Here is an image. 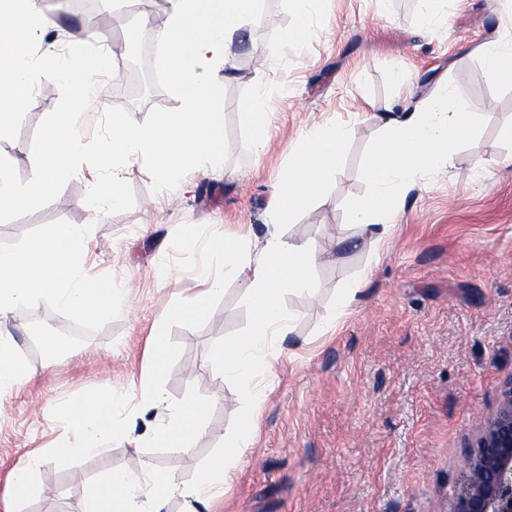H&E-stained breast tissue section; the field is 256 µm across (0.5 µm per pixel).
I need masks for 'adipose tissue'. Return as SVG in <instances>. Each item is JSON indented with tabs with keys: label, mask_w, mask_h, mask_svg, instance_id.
<instances>
[{
	"label": "adipose tissue",
	"mask_w": 512,
	"mask_h": 512,
	"mask_svg": "<svg viewBox=\"0 0 512 512\" xmlns=\"http://www.w3.org/2000/svg\"><path fill=\"white\" fill-rule=\"evenodd\" d=\"M171 11L158 29L164 65L180 100L177 111L163 113L151 125L113 116L92 152H85L68 116L49 121L42 132L34 163L38 176L19 184L9 164L0 159V212L26 207L51 196L84 158L99 178L91 193L97 212L119 207L123 173L133 163L148 165L161 186L180 183L185 171L216 169L223 161V88L232 69L233 48L243 30L258 19L257 0H170ZM38 0H0V133L36 95L34 75L46 61L33 39L55 28ZM105 37L88 34L84 43L66 47L68 61L57 69L59 89L72 103L101 99L97 78L111 72V59L100 51ZM482 121L474 107L452 94L429 95L411 112L382 115L383 136L365 169L371 191L351 212L353 224L376 238L386 237L416 174L436 169L448 150L470 138ZM348 132L329 124L308 128L292 153L277 188L266 205L267 232L254 252L245 239L227 235L207 246L209 263L198 274L199 291L171 311L178 319L207 314V302L222 292L221 270L246 282L253 321L242 336L225 341L214 360L229 376L244 380L245 396L264 400L263 388L250 385L257 354L274 338L292 330L294 312L283 299L311 294L310 272L317 261L306 242L285 238L280 229L310 203L320 199L329 177L343 161ZM257 414L244 418L222 458L203 468L191 487H184L143 461L107 475L91 493L90 512H166L173 496L198 503L216 498L227 487L234 462L253 444Z\"/></svg>",
	"instance_id": "adipose-tissue-1"
}]
</instances>
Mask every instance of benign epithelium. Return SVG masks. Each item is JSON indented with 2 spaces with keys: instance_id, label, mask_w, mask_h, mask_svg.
Segmentation results:
<instances>
[{
  "instance_id": "obj_1",
  "label": "benign epithelium",
  "mask_w": 512,
  "mask_h": 512,
  "mask_svg": "<svg viewBox=\"0 0 512 512\" xmlns=\"http://www.w3.org/2000/svg\"><path fill=\"white\" fill-rule=\"evenodd\" d=\"M467 483L450 512H512V377L477 446L463 452Z\"/></svg>"
}]
</instances>
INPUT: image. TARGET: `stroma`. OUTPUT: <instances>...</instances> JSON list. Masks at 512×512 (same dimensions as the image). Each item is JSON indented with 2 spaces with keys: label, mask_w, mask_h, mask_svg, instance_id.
<instances>
[{
  "label": "stroma",
  "mask_w": 512,
  "mask_h": 512,
  "mask_svg": "<svg viewBox=\"0 0 512 512\" xmlns=\"http://www.w3.org/2000/svg\"><path fill=\"white\" fill-rule=\"evenodd\" d=\"M140 0H51L64 11L63 30L41 38L42 50L82 40L94 15L117 13L107 28L121 46L127 83L101 76V103L71 106L54 70L37 74L34 101L13 120L4 154L17 182L37 175L33 163L46 124L60 112L86 148L104 129L105 114L155 123L180 102L164 84L165 106L149 89L164 74L155 33L170 5L152 10ZM450 25L422 29L419 0H323L306 42H286L296 23L289 0H259V23L234 48L224 85V172L189 170L182 187H161L141 165L123 174L124 203L104 215L91 208L94 179L84 164L54 196L0 213V242L59 219L92 225L86 273L112 274L135 316L120 317L60 359H43L28 324L39 317L67 331L64 317L39 304L13 310L6 327L30 361L26 382L0 400V512L11 498V474L28 454L47 451L66 427L51 416L60 401L109 387L139 403L146 340L170 305L192 296L209 260V240L266 232L265 207L292 150L315 121L350 132L341 166L320 200L284 226L285 237L307 242L318 262L313 297L289 296L292 334L274 339L252 384L269 386L252 450L233 469L217 512H450L461 490V451L481 435L512 378V82L489 78L477 48L512 41V0H450ZM264 54L267 66L256 56ZM265 84L270 113L264 150H257L242 103ZM448 91L472 103L484 120L475 136L454 147L437 172L419 175L395 219L392 235L375 243L350 221L370 191L363 176L382 129L380 114L413 111L431 93ZM194 225L195 245L183 239ZM359 283L349 315L335 316L338 287ZM252 308L241 277H233L205 326L175 327L182 354L165 382L167 400L189 386L214 403L207 430L189 449L146 451L143 443L166 418L164 408L140 407L134 431L95 455L61 469L43 464L47 491L24 512H86L91 484L143 459L182 485L222 455L249 410L243 384L225 375L213 355L243 335Z\"/></svg>",
  "instance_id": "1"
}]
</instances>
